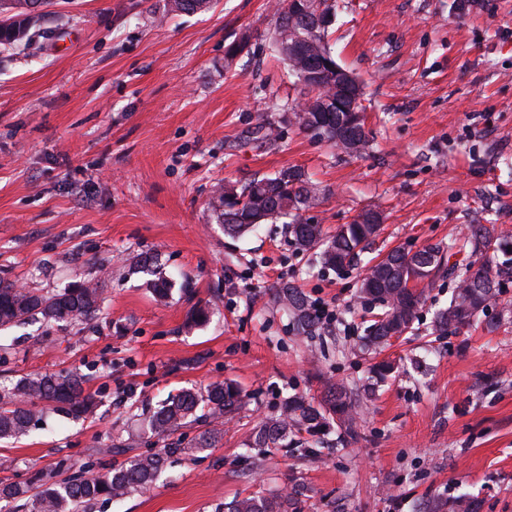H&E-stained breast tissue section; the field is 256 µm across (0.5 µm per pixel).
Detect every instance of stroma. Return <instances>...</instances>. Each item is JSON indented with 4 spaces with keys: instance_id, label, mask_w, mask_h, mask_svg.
Here are the masks:
<instances>
[{
    "instance_id": "stroma-1",
    "label": "stroma",
    "mask_w": 512,
    "mask_h": 512,
    "mask_svg": "<svg viewBox=\"0 0 512 512\" xmlns=\"http://www.w3.org/2000/svg\"><path fill=\"white\" fill-rule=\"evenodd\" d=\"M329 46L362 82L369 148L340 153L302 130L300 85L275 57L273 0H53L36 36L0 46V278L76 288L99 276L89 328L33 321L0 333V384L74 369L97 400L72 421L46 412L0 440V478L90 474L157 451L143 422L169 395L215 381L246 404L213 448L168 459L153 487L91 512H219L255 493L303 487L300 512H412L467 493L512 512V289L476 322L435 336L454 279L424 289L413 333L372 356L357 347L375 312L357 300L364 266L322 269L283 222L232 238L210 216L216 186L295 167L322 190L302 217L334 233L383 217L366 252L411 251L512 231V0H337ZM240 45L227 60L231 45ZM279 129L261 138V123ZM172 283L165 300L154 271ZM339 308L299 335L279 287ZM208 322L186 329L196 303ZM353 326L346 334L345 326ZM392 362L382 382L375 359ZM369 387L357 443L244 453L288 394L326 382Z\"/></svg>"
}]
</instances>
